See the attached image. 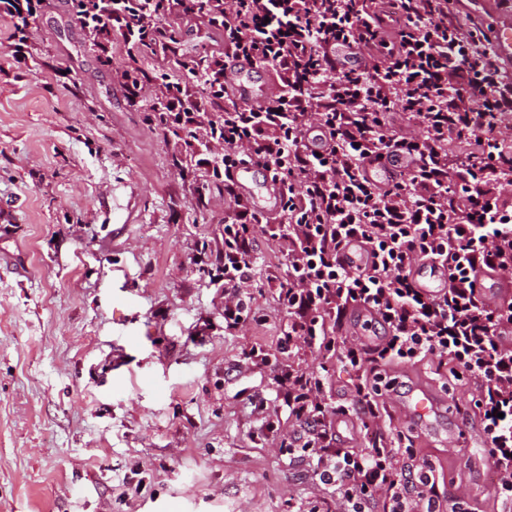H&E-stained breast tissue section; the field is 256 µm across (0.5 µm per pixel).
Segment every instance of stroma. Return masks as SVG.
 <instances>
[{"label": "stroma", "instance_id": "1", "mask_svg": "<svg viewBox=\"0 0 512 512\" xmlns=\"http://www.w3.org/2000/svg\"><path fill=\"white\" fill-rule=\"evenodd\" d=\"M163 25L177 53L144 50L141 70L197 88L184 63L223 34L178 9ZM13 30L0 14V512H320L332 493L281 448L285 409L256 405L283 360L274 296L253 291L264 324L224 330L223 185L154 125L156 83L129 102L124 45H95L71 0H46L26 60ZM257 344L268 362L245 360ZM297 360L347 399L335 358ZM404 379L452 410L478 396L448 365ZM441 432L413 437L440 492L494 512L479 427L458 449Z\"/></svg>", "mask_w": 512, "mask_h": 512}]
</instances>
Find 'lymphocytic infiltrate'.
Instances as JSON below:
<instances>
[{"mask_svg": "<svg viewBox=\"0 0 512 512\" xmlns=\"http://www.w3.org/2000/svg\"><path fill=\"white\" fill-rule=\"evenodd\" d=\"M459 0H75L83 28L111 23L126 60L114 77L130 101L142 84V50L171 51L162 19L174 8L207 17L224 33V53L194 61L201 96L160 78L166 128L185 131L186 152L202 149L234 208L224 218V328L263 317L250 289L261 262L257 232L288 257L284 279H269L285 315L278 345L335 355L351 374L346 402L326 373L275 365L270 395L294 424L281 446L310 460L333 497L325 512H472L466 497L441 500L429 460L405 445L339 448L331 416L388 428L378 409L401 391L398 365L449 361L479 388L473 403L492 470L491 497L512 512V301L488 303L476 286L485 270L512 276V126L484 136L512 114V72L482 30L462 23ZM352 48L357 64L336 60ZM273 69L276 95L264 104L229 102L224 59ZM412 167L370 179V157ZM256 164L278 183L275 221L247 204L230 176ZM370 265L337 261L351 238ZM446 264L451 285L424 294L414 276ZM373 309L382 336L364 345L338 334L350 305Z\"/></svg>", "mask_w": 512, "mask_h": 512, "instance_id": "1", "label": "lymphocytic infiltrate"}]
</instances>
